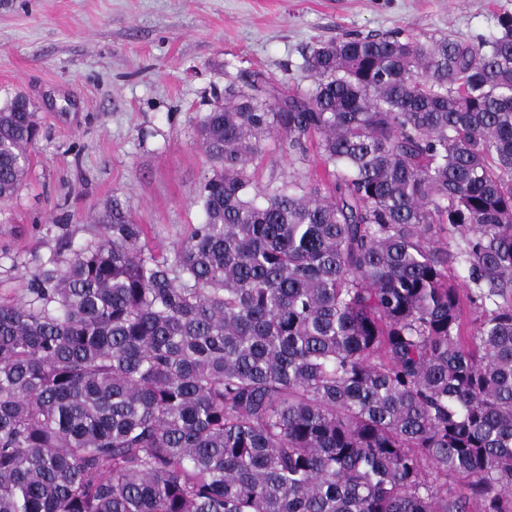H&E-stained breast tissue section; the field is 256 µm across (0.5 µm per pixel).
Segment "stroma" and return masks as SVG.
Wrapping results in <instances>:
<instances>
[{"label": "stroma", "instance_id": "obj_1", "mask_svg": "<svg viewBox=\"0 0 512 512\" xmlns=\"http://www.w3.org/2000/svg\"><path fill=\"white\" fill-rule=\"evenodd\" d=\"M503 12L512 0H0V103L26 95L39 127L23 187L0 203V298L25 299L49 258L107 235L115 205L143 226L148 253L172 257L202 221L211 168L198 129L225 73L304 92L302 55L319 43L488 36ZM273 169L325 175L317 153L295 168L270 138L259 181Z\"/></svg>", "mask_w": 512, "mask_h": 512}]
</instances>
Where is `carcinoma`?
I'll return each mask as SVG.
<instances>
[{"label":"carcinoma","instance_id":"obj_1","mask_svg":"<svg viewBox=\"0 0 512 512\" xmlns=\"http://www.w3.org/2000/svg\"><path fill=\"white\" fill-rule=\"evenodd\" d=\"M496 27L320 43L304 94L229 81L173 258L114 207L0 302V512H512V13ZM271 135L294 165L317 138L327 179L257 186ZM36 137L26 96L0 108L1 202Z\"/></svg>","mask_w":512,"mask_h":512}]
</instances>
